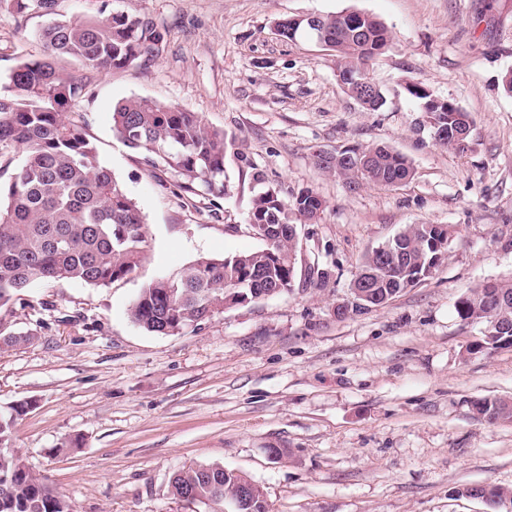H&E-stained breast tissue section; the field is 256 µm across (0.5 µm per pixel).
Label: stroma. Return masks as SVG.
<instances>
[{
  "instance_id": "35a3bbf8",
  "label": "stroma",
  "mask_w": 512,
  "mask_h": 512,
  "mask_svg": "<svg viewBox=\"0 0 512 512\" xmlns=\"http://www.w3.org/2000/svg\"><path fill=\"white\" fill-rule=\"evenodd\" d=\"M167 32L154 60L88 77L75 109L142 212L150 248L105 287L36 281L0 308V412L28 402L9 445L75 512H212L170 492L172 475L220 465L264 491L269 512H489L458 488H512V420L480 400L512 402V347L486 349L458 299L512 281V0H62L69 18L112 10ZM357 10L391 33L367 69L384 105L366 112L336 77L337 58L281 20ZM45 20L0 16V88L37 59ZM422 83L475 120L468 150L420 130ZM148 98L223 130L232 186L217 203L179 191L112 132V108ZM384 144L414 168L406 183L352 189L319 153ZM288 198L323 201L298 222L291 291L216 314L174 336L148 333L130 308L148 283L197 256L263 242L248 221L255 176ZM450 231L446 257L387 303L337 318L365 255L406 225ZM280 457H271V449ZM475 411L490 420L511 419L512 404L505 401L480 400L474 403Z\"/></svg>"
}]
</instances>
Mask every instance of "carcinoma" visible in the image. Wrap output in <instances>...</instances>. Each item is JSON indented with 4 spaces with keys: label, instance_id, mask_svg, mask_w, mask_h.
<instances>
[{
    "label": "carcinoma",
    "instance_id": "1",
    "mask_svg": "<svg viewBox=\"0 0 512 512\" xmlns=\"http://www.w3.org/2000/svg\"><path fill=\"white\" fill-rule=\"evenodd\" d=\"M59 0H0V15L39 13L50 17L38 33L43 58L19 63L7 87L0 90V149L18 146L24 158L7 188H0V308L20 298L37 280H69L107 286L124 278L142 261L149 247L142 212L112 170L102 163L84 126L69 118L86 94L87 83L61 65L75 62L93 70L128 68L162 53L166 29L153 20L113 12L102 19H67ZM324 39L340 58V67L365 63L375 38L388 33L376 17L365 14L363 39L348 40L341 15L324 16ZM409 94L432 109L428 127L435 142L452 149L466 145L452 133L474 125L471 113L452 102L435 103L420 87ZM112 132L144 161L161 166L176 178L177 187L194 195L220 199L230 192L224 173V132L206 126L195 112L136 98L112 109ZM372 156L360 168L333 165L317 156V166L347 180L395 186L413 175L406 157L386 145L347 148L340 154ZM323 200L312 190L289 201L270 189L260 190L248 212L251 224H271L276 242L230 257L200 256L170 278L141 290L130 314L142 329L176 335L209 319V308H220L228 294L245 293L253 302L257 288H292L295 238L290 225L313 221ZM443 231L430 224H409L391 240L372 250L361 263L362 277L371 279L379 297L413 287L430 276L432 259L445 254ZM461 320L483 326V346L512 347V333L497 325L512 320V282L486 283L459 299ZM475 411L490 420L511 419L512 404L479 400ZM21 402L0 414V512H74L46 479L31 471L24 458L8 447L13 424L23 414ZM172 495L192 491L198 503L224 505L237 490V476L219 465L184 468L171 479ZM485 503L512 499V489L487 483Z\"/></svg>",
    "mask_w": 512,
    "mask_h": 512
}]
</instances>
